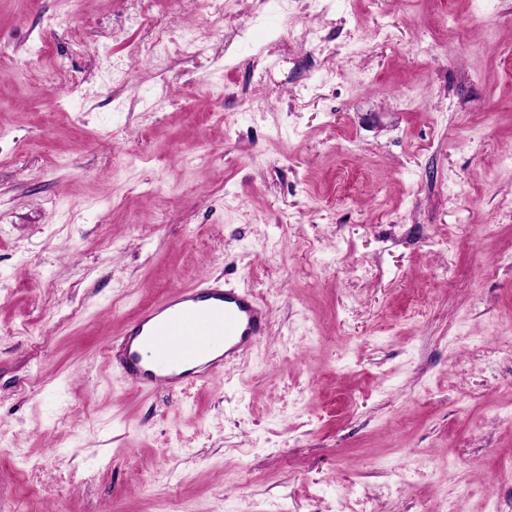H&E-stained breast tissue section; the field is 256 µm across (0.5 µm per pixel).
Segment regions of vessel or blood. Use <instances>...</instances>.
Returning <instances> with one entry per match:
<instances>
[{"instance_id": "obj_1", "label": "vessel or blood", "mask_w": 512, "mask_h": 512, "mask_svg": "<svg viewBox=\"0 0 512 512\" xmlns=\"http://www.w3.org/2000/svg\"><path fill=\"white\" fill-rule=\"evenodd\" d=\"M200 320L209 325L203 336L191 346H177L176 337ZM267 320L266 305L251 289L203 279L174 288L144 307L113 341L110 359L122 379L137 389L183 391L244 360L263 335ZM147 349L163 355L165 365L147 361Z\"/></svg>"}]
</instances>
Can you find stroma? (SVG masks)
<instances>
[{
	"instance_id": "35a3bbf8",
	"label": "stroma",
	"mask_w": 512,
	"mask_h": 512,
	"mask_svg": "<svg viewBox=\"0 0 512 512\" xmlns=\"http://www.w3.org/2000/svg\"><path fill=\"white\" fill-rule=\"evenodd\" d=\"M208 278L249 359L128 385ZM510 459L512 0H0V512H512ZM200 320L210 328L197 339L205 326L193 324ZM267 320L266 305L251 289L228 288L221 281L203 279L174 288L144 307L113 341L110 359L121 378L137 389L163 387L182 392L207 383L223 373L224 367L244 360L263 335ZM216 336H224L222 348H218ZM175 339L178 345L197 341L180 347ZM145 349L163 355L165 365L147 361ZM155 351H150V356L161 360Z\"/></svg>"
}]
</instances>
